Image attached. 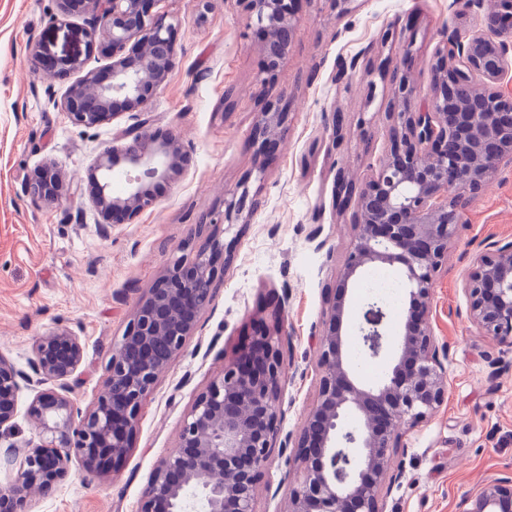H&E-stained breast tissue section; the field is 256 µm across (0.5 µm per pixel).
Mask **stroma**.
<instances>
[{
  "mask_svg": "<svg viewBox=\"0 0 512 512\" xmlns=\"http://www.w3.org/2000/svg\"><path fill=\"white\" fill-rule=\"evenodd\" d=\"M451 0H354L340 14L332 0H302L292 46L273 88L261 86V36L242 8L210 0H158L155 13L175 25V67L145 111L126 112L94 129L73 125L54 100L74 76L33 70L29 42L46 62L81 54L108 77L112 59L87 50L84 11L56 19V0H0V356L27 369L37 340L56 329L84 348L72 397L90 407L103 389L112 352L139 297L175 260H192L202 243L195 229L224 210L255 168L252 126L261 98L274 91L291 102L289 122L258 183L261 205L245 230L217 225L233 242L232 264L199 314L182 352L143 398L133 446L104 475L72 462L50 492H30L26 512H140L160 457L179 443L182 422L198 395L220 376L224 354L247 343L274 317L283 322L286 367L279 440L298 436L318 391L317 338L326 290L339 274L353 237L349 215L335 206V175L345 167L366 175L387 147L388 126L365 102L381 73L409 66L420 93L448 33L467 36L478 13ZM393 37L382 41L385 29ZM359 57L357 70L337 78L340 60ZM233 90L235 106L224 109ZM343 112V141L332 135ZM172 132L190 161L163 188L153 208L102 231L88 195L53 206L32 203L26 179L51 164L63 179L87 176L100 152L140 123ZM322 225L321 241L310 230ZM512 242V164L470 195L436 277L431 326L444 362L447 395L403 439L394 465L400 477L384 496L385 512H460L465 495L512 474V344L479 331L463 290L470 260ZM292 457L273 448L257 488L256 512H288L286 478Z\"/></svg>",
  "mask_w": 512,
  "mask_h": 512,
  "instance_id": "35a3bbf8",
  "label": "stroma"
}]
</instances>
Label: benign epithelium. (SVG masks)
<instances>
[{
	"mask_svg": "<svg viewBox=\"0 0 512 512\" xmlns=\"http://www.w3.org/2000/svg\"><path fill=\"white\" fill-rule=\"evenodd\" d=\"M157 0H57L62 21L76 4L88 17L82 34L90 47L112 56L109 79L85 70V61L64 56L52 67L62 75L84 72L57 105L70 121L100 126L115 108L141 112L175 67V25L152 13ZM261 34L262 82L272 83L288 56L299 19L298 0H235ZM460 11L483 12L481 26L463 39L446 38L432 65L430 92L422 96L405 72L385 99L389 142L384 158L362 183L336 172V197L355 204L354 237L342 269L325 301V323L318 339V394L295 440L282 445L297 463L289 487V512H384L383 492L398 479L393 459L403 435L425 422L447 394L445 353L429 322L435 277L448 254L460 220V200L479 190L504 161L512 162V101L497 90L512 50V0L484 10V0H452ZM469 81L481 102L458 103L455 87ZM283 97L265 99L252 128L258 154L270 156L288 123ZM124 143L104 149L89 176L90 201L102 227L132 221L158 202L155 187L175 182L189 156L171 132L140 124ZM124 162L127 188L112 195L111 180ZM31 201L54 205L81 195L78 184L62 182L53 167L29 181ZM259 207L249 179L224 200L212 224H237ZM234 259L233 243L206 236L190 263L176 261L141 295L133 318L113 350L108 376L95 403L82 411L71 398L83 346L67 330L43 336L29 370L0 356V428L17 414L20 393L34 391L27 406L41 443L25 450L14 483L0 488V512H21L31 490L50 491L67 476L72 459L89 473L117 464L132 448L143 397L183 350L198 316L211 302L213 288ZM378 264L400 267L408 300L400 311L398 347L387 378L363 383L347 359L343 325L362 312L359 333L366 356L376 359L390 335L387 314L375 301L357 308L355 281ZM471 321L496 338H512V243L474 255L465 279ZM168 351L160 355L156 340ZM279 323L251 337L224 358L185 417L177 450L161 457L140 512H189L203 500L207 512H256L257 485L275 447L281 420L285 375ZM462 512H512V476L489 480L467 495Z\"/></svg>",
	"mask_w": 512,
	"mask_h": 512,
	"instance_id": "obj_1",
	"label": "benign epithelium"
}]
</instances>
